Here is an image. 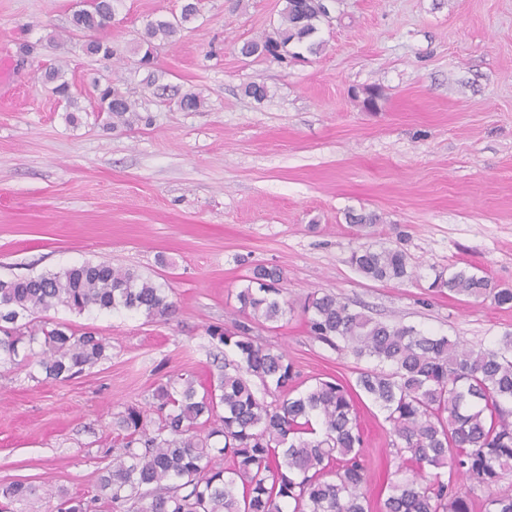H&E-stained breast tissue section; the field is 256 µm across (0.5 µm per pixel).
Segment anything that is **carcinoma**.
<instances>
[{"label": "carcinoma", "instance_id": "carcinoma-1", "mask_svg": "<svg viewBox=\"0 0 512 512\" xmlns=\"http://www.w3.org/2000/svg\"><path fill=\"white\" fill-rule=\"evenodd\" d=\"M199 0H184L180 14L146 25L135 51L149 67L154 51L170 43L196 19ZM113 0H98L73 13L72 26L95 32L110 26ZM328 20L323 0H285L271 33L243 43L245 57L277 58L288 47L315 52L319 25ZM90 56L109 60L112 45L85 40ZM44 81L71 98L59 67ZM100 111L123 120L135 103L120 89L93 82ZM350 264L365 278L402 282L411 277L400 248L362 245ZM281 272L257 265L237 295L239 312L257 324L278 322L293 311L279 299ZM431 287L465 301L512 303V289L498 288L465 267L435 273ZM85 311L132 310L150 320L175 313L168 288L136 270L107 261H87L55 273L0 279V363H17L19 345L53 380H68L107 358L109 341L94 330L64 324L32 329L19 323L57 307ZM303 313L311 335L373 366L358 369L354 383L317 380L294 393L296 373L279 347L259 342L241 322L233 331L210 326L211 339L232 350L224 376L198 394L194 380L167 382L154 393L161 425L147 429V414L129 406L119 416L127 431L122 451L99 478V491L120 509L139 502L137 512H369L361 492L365 459L355 399L365 397L389 422L396 443L399 480L390 482L379 512H473L474 489L443 480L440 469L479 485L512 477V334L493 347L475 349L411 325L386 323L356 311L331 294L308 295ZM258 379L263 393L251 383ZM274 400L267 401L266 397ZM224 410L219 414L218 410ZM222 446H217V440ZM229 459L214 465L215 455ZM37 493L22 482L0 485V502L24 501ZM96 499L69 498L57 512H90ZM484 512H512V492L490 496Z\"/></svg>", "mask_w": 512, "mask_h": 512}]
</instances>
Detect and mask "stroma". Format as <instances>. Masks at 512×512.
I'll return each mask as SVG.
<instances>
[{"label": "stroma", "mask_w": 512, "mask_h": 512, "mask_svg": "<svg viewBox=\"0 0 512 512\" xmlns=\"http://www.w3.org/2000/svg\"><path fill=\"white\" fill-rule=\"evenodd\" d=\"M181 4L117 0L103 61L72 30L76 0H0V278L108 261L168 283L177 305L166 322L49 311L110 343L69 380L0 364V484L41 492L10 512L91 498L120 450L125 407L146 409L153 429L159 384L217 381L234 354L206 329L241 322L236 294L255 265L281 270L295 310L252 334L286 350L302 388L354 382L360 367L310 336L301 306L315 291L474 348L512 333V305L430 287L437 270L473 267L512 288V0H336L319 52L284 62L239 52L278 25L284 0H201L142 68L133 45ZM54 65L72 101L42 82ZM94 77L135 100L139 121L108 125ZM253 82L265 100L245 95ZM369 87L382 94L374 112L359 98ZM188 93L198 110L180 107ZM351 213L377 221L351 224ZM363 244L403 249L412 278L361 276L349 258ZM358 409L361 490L375 505L394 479L393 435L371 402Z\"/></svg>", "instance_id": "1"}]
</instances>
